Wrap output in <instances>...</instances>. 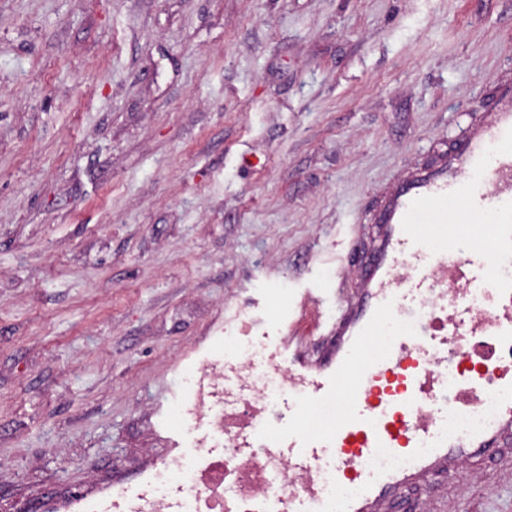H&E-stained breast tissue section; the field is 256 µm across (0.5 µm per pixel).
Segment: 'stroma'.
Masks as SVG:
<instances>
[{
	"instance_id": "stroma-1",
	"label": "stroma",
	"mask_w": 512,
	"mask_h": 512,
	"mask_svg": "<svg viewBox=\"0 0 512 512\" xmlns=\"http://www.w3.org/2000/svg\"><path fill=\"white\" fill-rule=\"evenodd\" d=\"M506 84L512 0H0V512L217 442L185 372L318 351L379 200ZM448 503L512 512V469Z\"/></svg>"
}]
</instances>
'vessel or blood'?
Instances as JSON below:
<instances>
[{
	"label": "vessel or blood",
	"mask_w": 512,
	"mask_h": 512,
	"mask_svg": "<svg viewBox=\"0 0 512 512\" xmlns=\"http://www.w3.org/2000/svg\"><path fill=\"white\" fill-rule=\"evenodd\" d=\"M493 222V249L436 226L417 225L451 199ZM378 236L359 287L328 321L330 342L288 358L290 390L276 403L289 418L276 442L246 433L242 451L288 461L301 479L283 512H411L412 493L465 459L512 446V88L503 87L478 126L436 170L404 179L374 214ZM483 288L485 309L458 310L444 286ZM433 312L420 318L423 304ZM409 328L381 354L361 352L389 309ZM493 398L480 431L444 436L447 414L467 415ZM337 408L329 426L308 432L304 419ZM403 467L376 471L379 453ZM336 477L327 489L321 477Z\"/></svg>",
	"instance_id": "obj_1"
}]
</instances>
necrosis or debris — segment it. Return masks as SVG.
<instances>
[{
  "label": "necrosis or debris",
  "mask_w": 512,
  "mask_h": 512,
  "mask_svg": "<svg viewBox=\"0 0 512 512\" xmlns=\"http://www.w3.org/2000/svg\"><path fill=\"white\" fill-rule=\"evenodd\" d=\"M236 374L241 388L248 390L245 426L267 431V409L284 392L288 372L266 371L261 345L228 337L224 344L223 367L190 371L185 381L195 391L194 401L178 407L176 414L187 430H195L204 418H212L222 435L219 446L209 447L204 463L191 464L178 458L154 468L139 487L114 486L108 499L77 503L76 512H112L120 504L125 512H227L226 501L239 505L240 512H279L289 490L297 488L287 462L240 456L236 430L226 424L221 402L226 372Z\"/></svg>",
  "instance_id": "4bbe7bcc"
}]
</instances>
